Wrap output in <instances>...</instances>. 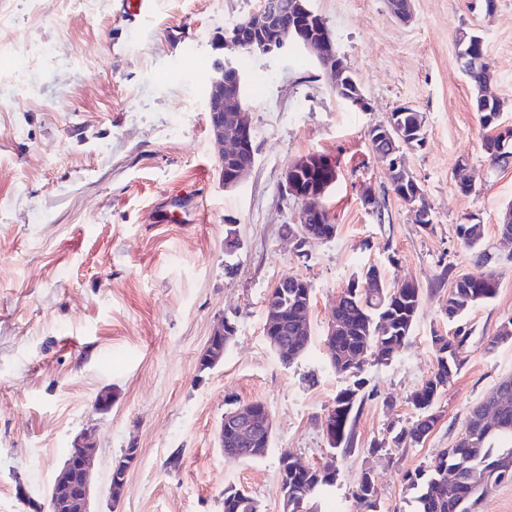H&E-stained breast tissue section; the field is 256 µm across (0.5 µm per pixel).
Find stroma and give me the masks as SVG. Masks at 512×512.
Listing matches in <instances>:
<instances>
[{
	"instance_id": "35a3bbf8",
	"label": "stroma",
	"mask_w": 512,
	"mask_h": 512,
	"mask_svg": "<svg viewBox=\"0 0 512 512\" xmlns=\"http://www.w3.org/2000/svg\"><path fill=\"white\" fill-rule=\"evenodd\" d=\"M123 3L0 0V512H39L84 432L96 442L94 512H223L230 485L260 512H282V457L316 465L332 454L324 420L346 380L326 362L325 334L342 288L371 265L387 284L417 283L421 308L392 361L365 365L353 448L336 454V482L317 512H355L366 468L379 512H411L406 473L452 447L469 409L512 376V340L490 343L512 320V241L499 232L512 164L489 166L475 90L456 59L460 30L482 37L512 125V0L491 12L485 0H412L407 24L386 0H310L365 112L336 97L305 52L232 51L256 148L251 176L232 190L220 181L198 66L221 57L225 22L259 0H150L130 19ZM403 104L426 114L425 143L405 157L432 208L426 228L366 137ZM314 153L340 166L325 199L337 233L299 249L287 227L301 203L284 198L283 173ZM460 169L470 193L459 189ZM366 187L376 207L364 205ZM173 203L184 222L162 223ZM470 215L484 226L477 250L456 235ZM485 268L498 276L495 298L448 321L453 279ZM287 277L312 285V343L289 364L264 335L265 299ZM222 318L235 336L219 364L200 370ZM460 327L461 366L434 403V428L395 447L418 416L411 394L436 366L432 334ZM255 402L273 418L266 454L226 459L217 439L225 411ZM128 448L137 457L113 502L108 466Z\"/></svg>"
}]
</instances>
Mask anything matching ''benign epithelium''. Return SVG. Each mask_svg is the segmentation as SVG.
<instances>
[{
  "label": "benign epithelium",
  "instance_id": "obj_1",
  "mask_svg": "<svg viewBox=\"0 0 512 512\" xmlns=\"http://www.w3.org/2000/svg\"><path fill=\"white\" fill-rule=\"evenodd\" d=\"M390 13L400 22L412 19L411 0H387ZM310 13L303 0H292L285 4L282 0H262L259 9L242 21L224 24L221 43L224 48H238L250 53L271 54L298 46L314 53L319 66L327 72L333 85L342 84L344 75L350 72L344 58L336 56L335 42L325 31L307 35L296 15ZM290 20H285V16ZM244 76L229 57L214 62L212 90L207 102V124L217 147L219 168H224V151L238 153L247 151L248 161L234 166L222 178L224 187L233 188L249 176L255 165L253 123L250 109L242 103L240 86ZM372 153L387 163L392 185L410 182L414 185V195L409 201L424 196L419 183L406 169L404 156L398 151L372 148ZM311 161L300 157L292 161L283 175V195L304 202L298 212L296 223L300 224L320 211L319 199L322 190L305 193L299 189V175L309 169ZM224 357V323H219L211 332L207 346L199 360L215 365ZM223 423L232 427L236 437L226 441L228 446L251 445L257 441L267 445L272 435V423L267 408L247 404L224 414ZM95 445L87 436H78L73 441L62 467L57 472L53 484L49 509L51 512H90L91 489L95 469Z\"/></svg>",
  "mask_w": 512,
  "mask_h": 512
}]
</instances>
